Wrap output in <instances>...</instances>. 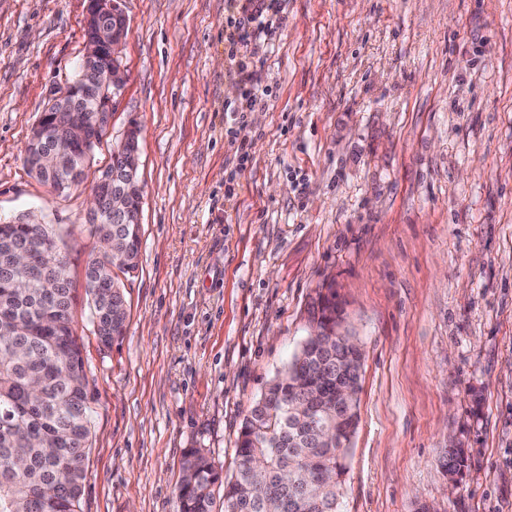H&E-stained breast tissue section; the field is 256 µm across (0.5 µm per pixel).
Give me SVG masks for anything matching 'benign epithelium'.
Masks as SVG:
<instances>
[{
    "mask_svg": "<svg viewBox=\"0 0 512 512\" xmlns=\"http://www.w3.org/2000/svg\"><path fill=\"white\" fill-rule=\"evenodd\" d=\"M124 0H89L87 36L79 75L51 94L46 111L53 113V126L63 138L42 156L51 172H70L80 179L82 159L110 126L112 112L126 88L128 75L122 62V47L128 18ZM138 127L130 125L112 152V165L103 169L93 192L91 224H138L140 211L128 203L137 183L140 164Z\"/></svg>",
    "mask_w": 512,
    "mask_h": 512,
    "instance_id": "7a95c632",
    "label": "benign epithelium"
}]
</instances>
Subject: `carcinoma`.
I'll return each instance as SVG.
<instances>
[{
    "label": "carcinoma",
    "mask_w": 512,
    "mask_h": 512,
    "mask_svg": "<svg viewBox=\"0 0 512 512\" xmlns=\"http://www.w3.org/2000/svg\"><path fill=\"white\" fill-rule=\"evenodd\" d=\"M28 245L25 263L16 261ZM141 225L116 239L125 255L118 270L138 268ZM58 250L45 224L0 221V512H79L84 460L90 434V400L77 337L73 334L68 263L49 269ZM112 258L98 256L86 267L90 322L101 342L112 345L125 331L119 277L112 286L94 281ZM314 316L320 330L343 319L336 295L320 297ZM349 337L323 336L303 343L268 385L238 437L236 468L224 480L199 448L185 455L177 488L179 512H342L340 487L357 407H316L315 393L336 394V382L359 380L361 365ZM296 404L312 411L299 422ZM465 449L448 452L446 471L461 473Z\"/></svg>",
    "instance_id": "carcinoma-1"
}]
</instances>
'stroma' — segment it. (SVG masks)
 <instances>
[{"mask_svg":"<svg viewBox=\"0 0 512 512\" xmlns=\"http://www.w3.org/2000/svg\"><path fill=\"white\" fill-rule=\"evenodd\" d=\"M124 8L125 93L56 190L26 147L82 58L88 0H0V218L40 213L69 261L80 512H178L190 448L231 477L244 418L331 292L363 352L342 512H512V0H282L256 54L229 42L228 0ZM241 61L267 92L242 129L224 110ZM133 122L140 261L107 348L88 211Z\"/></svg>","mask_w":512,"mask_h":512,"instance_id":"35a3bbf8","label":"stroma"}]
</instances>
